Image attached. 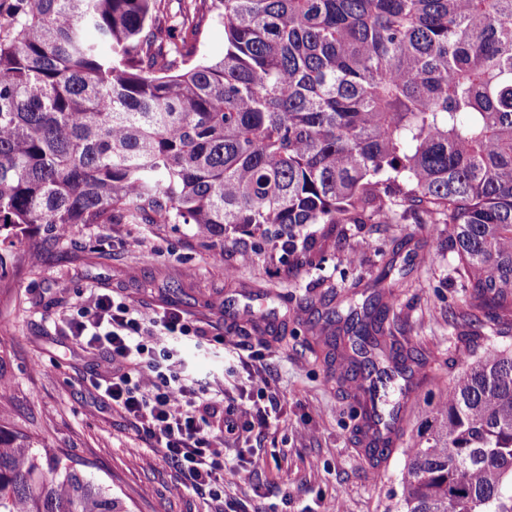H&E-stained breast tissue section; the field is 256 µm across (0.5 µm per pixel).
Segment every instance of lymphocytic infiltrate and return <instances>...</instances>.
I'll use <instances>...</instances> for the list:
<instances>
[{"mask_svg": "<svg viewBox=\"0 0 512 512\" xmlns=\"http://www.w3.org/2000/svg\"><path fill=\"white\" fill-rule=\"evenodd\" d=\"M70 336L86 349L106 355L112 376L97 383L100 394L120 405L186 476L189 487L219 496L224 481L217 460L207 454L198 413L220 418L233 434L240 425L222 399L194 391L176 375L171 361L178 337L189 335L183 316L165 311L144 317L125 302L100 294L91 311L67 325Z\"/></svg>", "mask_w": 512, "mask_h": 512, "instance_id": "lymphocytic-infiltrate-1", "label": "lymphocytic infiltrate"}]
</instances>
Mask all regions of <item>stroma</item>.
<instances>
[{"instance_id": "obj_1", "label": "stroma", "mask_w": 512, "mask_h": 512, "mask_svg": "<svg viewBox=\"0 0 512 512\" xmlns=\"http://www.w3.org/2000/svg\"><path fill=\"white\" fill-rule=\"evenodd\" d=\"M311 264L284 273L265 247L242 261L226 251L215 264L195 225H74L58 244L43 235L16 239L0 280V372L9 389L0 405L37 448H60L73 466L126 499L132 512H391L401 495L405 443L367 458L361 410L341 378L342 351L316 344L330 333L336 292L362 301L376 291L386 260L403 278L390 301L386 345L412 354L417 400L446 388L467 347L451 315L463 307L457 260L437 243L441 224H345L312 228ZM107 294L142 311L172 310L191 326L178 357L210 393H228L240 422L253 421L247 391L267 383L282 408L278 424L212 442L224 466L222 498L187 487L182 472L133 427L93 383L102 358L61 335L63 321ZM205 330L197 337L195 328ZM251 465L249 480L239 466Z\"/></svg>"}]
</instances>
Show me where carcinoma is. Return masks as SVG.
Returning <instances> with one entry per match:
<instances>
[{"label": "carcinoma", "instance_id": "obj_1", "mask_svg": "<svg viewBox=\"0 0 512 512\" xmlns=\"http://www.w3.org/2000/svg\"><path fill=\"white\" fill-rule=\"evenodd\" d=\"M164 2L0 0V246L194 224L219 265L286 240L290 270L313 224L446 225L480 344L410 429L396 512H512V0ZM385 314L366 302L346 331L379 347ZM343 378L378 454L396 379L354 361ZM0 512L130 510L0 423Z\"/></svg>", "mask_w": 512, "mask_h": 512}]
</instances>
